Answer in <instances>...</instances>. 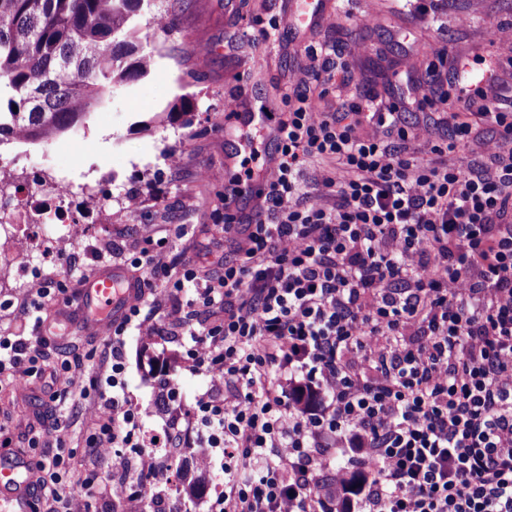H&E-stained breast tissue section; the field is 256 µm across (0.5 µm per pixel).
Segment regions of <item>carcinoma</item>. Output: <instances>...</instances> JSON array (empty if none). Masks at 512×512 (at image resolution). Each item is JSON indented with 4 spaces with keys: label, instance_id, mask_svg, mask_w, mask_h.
I'll return each instance as SVG.
<instances>
[{
    "label": "carcinoma",
    "instance_id": "carcinoma-1",
    "mask_svg": "<svg viewBox=\"0 0 512 512\" xmlns=\"http://www.w3.org/2000/svg\"><path fill=\"white\" fill-rule=\"evenodd\" d=\"M152 0H0V145L49 142L76 132L91 110L146 77L135 18ZM184 99L159 113L164 126L186 114ZM207 470L176 465L174 492L204 495Z\"/></svg>",
    "mask_w": 512,
    "mask_h": 512
}]
</instances>
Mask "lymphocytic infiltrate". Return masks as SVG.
Masks as SVG:
<instances>
[{
	"label": "lymphocytic infiltrate",
	"instance_id": "1",
	"mask_svg": "<svg viewBox=\"0 0 512 512\" xmlns=\"http://www.w3.org/2000/svg\"><path fill=\"white\" fill-rule=\"evenodd\" d=\"M335 68L327 57L297 79L270 130L266 194L247 222L216 228L235 253L220 273L160 252L129 263L110 252L109 266L129 267L141 291L112 325L110 391L86 450L120 471L124 449H136L139 476L170 482L125 393V335L145 329V289L159 278L189 295L175 324L213 388L192 419L201 462L224 460L214 512H336L333 448L362 451L370 484L359 512H512V99L502 97L512 54L479 69L459 60L450 85L428 65L434 98L375 96L322 112L310 84ZM430 108L447 136L407 122ZM481 120L496 129L483 144L490 164L451 162ZM315 164L328 174L312 201L302 176ZM34 327L33 341L0 338V375L48 374L52 403L80 395L71 362L50 355L52 324ZM300 389L321 405L303 408ZM70 438L60 413L31 430L30 444L56 448L30 492L47 512H91L95 492L119 494L95 472L63 478ZM327 469L324 489L313 473Z\"/></svg>",
	"mask_w": 512,
	"mask_h": 512
}]
</instances>
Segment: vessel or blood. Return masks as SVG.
Segmentation results:
<instances>
[{"label": "vessel or blood", "instance_id": "1", "mask_svg": "<svg viewBox=\"0 0 512 512\" xmlns=\"http://www.w3.org/2000/svg\"><path fill=\"white\" fill-rule=\"evenodd\" d=\"M288 17L296 29L324 22L327 18L326 0H288ZM124 274L119 270L101 269L88 276L80 290L86 310L94 325L106 327L119 320L126 303L136 289L120 290L118 283ZM35 480L31 471L13 464L0 465V512H31L29 489Z\"/></svg>", "mask_w": 512, "mask_h": 512}]
</instances>
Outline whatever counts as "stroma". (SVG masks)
I'll return each instance as SVG.
<instances>
[{
  "label": "stroma",
  "instance_id": "stroma-1",
  "mask_svg": "<svg viewBox=\"0 0 512 512\" xmlns=\"http://www.w3.org/2000/svg\"><path fill=\"white\" fill-rule=\"evenodd\" d=\"M154 8L168 12L173 21L167 34L143 42L155 67L94 109L79 138L61 152L50 142L0 148V163L18 170L45 165L46 181L67 173L74 198L84 207L86 226L97 229L89 239L86 227L76 228L57 263L35 252L25 255L42 275L62 281L54 301L58 310L79 290L97 252L114 245L130 259L146 249L159 251L210 273L219 270L223 259L233 258L232 245L215 227L224 221V195L243 175L246 156L227 134L237 122L227 116L226 102H235L242 113L263 103L280 112L293 80L313 66V52L325 48L336 50L345 63L328 95L316 102L320 111L333 112L353 98L385 93L387 74L413 61L419 48L443 47L449 56L471 57L512 44V0H435L426 13L417 0H337L327 21L305 34L288 24L283 0H156ZM273 17L279 26L266 32ZM179 98L190 102L189 112L174 124L157 126L155 116ZM106 171L112 174L108 198L93 191ZM145 224L154 227L148 240L141 233ZM29 292L10 270L0 271V336L29 335ZM186 300L182 293L159 297L151 322L163 333L151 346H144L135 331L126 338L127 391L149 428L160 427L168 413L158 403V375L150 359L167 361L181 392V413H188L208 389L207 378L186 364L185 340L173 323ZM55 332L50 345L54 360L74 362L79 382L97 383L85 398L64 404L71 445L79 449L97 420L106 338L87 333L78 320L62 322ZM43 387L38 379L19 394L10 382L0 383V438L24 451L31 463L45 451L29 448L30 427L54 411Z\"/></svg>",
  "mask_w": 512,
  "mask_h": 512
}]
</instances>
